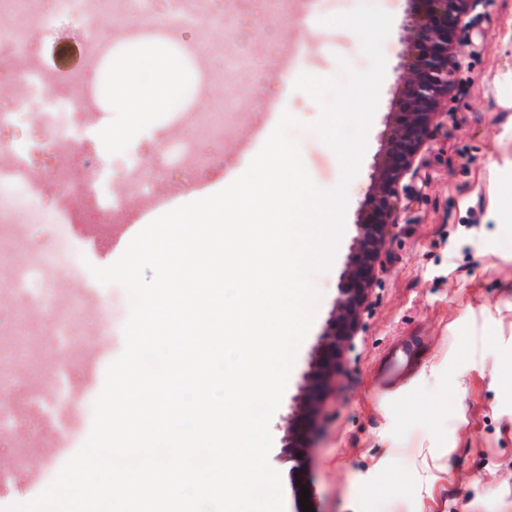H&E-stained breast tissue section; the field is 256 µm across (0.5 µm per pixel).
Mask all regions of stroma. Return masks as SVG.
I'll return each mask as SVG.
<instances>
[{
  "label": "stroma",
  "mask_w": 512,
  "mask_h": 512,
  "mask_svg": "<svg viewBox=\"0 0 512 512\" xmlns=\"http://www.w3.org/2000/svg\"><path fill=\"white\" fill-rule=\"evenodd\" d=\"M362 0H290L276 44L263 31L274 18L271 0H257L244 17L252 32L240 53L224 97L237 109L224 119V137L199 145L211 162H184L168 128L189 105L205 110L211 93L187 83L167 111L149 117L151 132L139 145L119 139L98 143L102 158L142 161L137 187L121 192L124 218L147 224L157 213L193 201L197 189L222 190L227 172L241 166V150L255 129L276 121L261 105H287L300 125L291 136L321 189L336 185L341 164L310 122L319 105L280 80V62L291 47L308 45L305 73L330 76L338 58L366 70L367 57L344 32L330 30L306 41L301 14L327 18ZM393 17L383 43L385 79L368 133L367 148L350 185L345 230L330 268L314 278L318 294L309 332L298 349L286 387L294 394L317 336L336 299L356 224L370 193L384 133L398 109L399 75L409 0H374ZM81 36L63 31L39 37L29 61L56 79L85 68L83 56L61 62L64 43ZM454 43L464 58L448 110L416 158V175L405 177L399 225L376 265V277L360 315V327L336 371L304 451L303 484L312 512H512V0H475ZM157 200V210L144 209ZM130 311L121 286L112 288V334L97 340L92 366L71 364L76 394L97 396L108 365L121 355ZM418 345V367L399 386H383L380 361L396 341ZM0 461L20 475L54 464L43 440L14 446L10 436Z\"/></svg>",
  "instance_id": "1"
}]
</instances>
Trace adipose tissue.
Segmentation results:
<instances>
[{
	"label": "adipose tissue",
	"instance_id": "1",
	"mask_svg": "<svg viewBox=\"0 0 512 512\" xmlns=\"http://www.w3.org/2000/svg\"><path fill=\"white\" fill-rule=\"evenodd\" d=\"M186 78L185 70L158 49L130 56L112 72L108 109L117 114L119 121L107 130L91 128V136L98 140L118 139L141 131L146 115L165 111L173 92Z\"/></svg>",
	"mask_w": 512,
	"mask_h": 512
}]
</instances>
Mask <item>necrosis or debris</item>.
<instances>
[{
	"instance_id": "obj_1",
	"label": "necrosis or debris",
	"mask_w": 512,
	"mask_h": 512,
	"mask_svg": "<svg viewBox=\"0 0 512 512\" xmlns=\"http://www.w3.org/2000/svg\"><path fill=\"white\" fill-rule=\"evenodd\" d=\"M109 2L111 19L120 21L116 37L98 33L102 2ZM223 0H0V18L11 19L15 28L0 35V71L9 70L14 96L9 105L0 104V126H41L38 139L18 145L0 143V161L32 164L35 156L55 157L56 164L40 176L12 182L0 177V299L10 302L13 317H0V393L9 394V405L0 406V429L57 422L68 431L69 416L79 413L93 418V401L75 397L69 368L56 364V356L79 345L84 328L78 317V299L55 305L44 325L31 327L32 314L40 311L57 285L53 255L66 258L72 273L85 267L83 250L62 220L74 200H82L81 210L95 224L111 223L115 210L93 189L100 175L98 159L74 152L67 138L55 128L58 111L91 116L100 107L107 88L104 62L111 56L114 39L134 43H177L180 52L199 59L197 81L207 87L222 85L224 71L200 43L177 42L181 28L202 19L223 18ZM74 25L90 46V67L97 70V83H89L84 73L66 80L67 92L57 95L54 82L37 67L25 64L34 33L51 32L62 22ZM227 104L222 96L209 100L206 111L191 114L180 134L187 157H196L198 140L220 137L224 131ZM50 183L56 189V204L44 206L40 188ZM51 375V391L40 390L33 381Z\"/></svg>"
}]
</instances>
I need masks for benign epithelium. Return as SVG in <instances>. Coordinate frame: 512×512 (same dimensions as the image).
I'll list each match as a JSON object with an SVG mask.
<instances>
[{
  "mask_svg": "<svg viewBox=\"0 0 512 512\" xmlns=\"http://www.w3.org/2000/svg\"><path fill=\"white\" fill-rule=\"evenodd\" d=\"M410 31L401 64V112L385 136L370 196L356 224L354 255L344 271L331 317L318 338L308 370L292 398L291 413L280 439L277 459L301 469L299 443L324 392L336 382V361L354 335L361 307L375 278L379 252L399 224L401 197L397 185L414 166L429 141L435 121L448 107V91L462 51L452 43L453 28L468 16L473 0H410Z\"/></svg>",
  "mask_w": 512,
  "mask_h": 512,
  "instance_id": "obj_1",
  "label": "benign epithelium"
}]
</instances>
